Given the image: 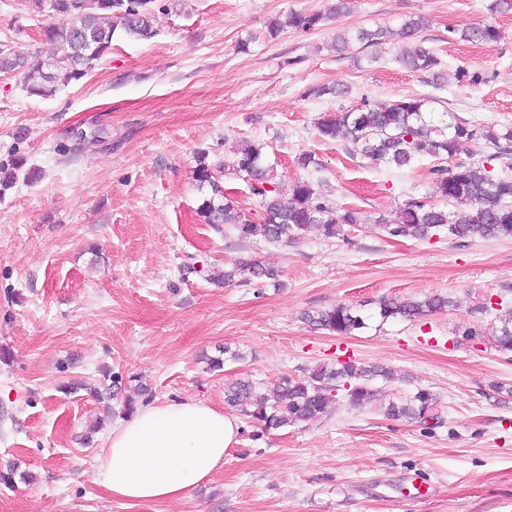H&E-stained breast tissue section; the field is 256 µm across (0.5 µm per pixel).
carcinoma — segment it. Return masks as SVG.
<instances>
[{
    "mask_svg": "<svg viewBox=\"0 0 512 512\" xmlns=\"http://www.w3.org/2000/svg\"><path fill=\"white\" fill-rule=\"evenodd\" d=\"M155 0H95L85 7L79 0H50L51 10L60 22L43 29L46 40L56 45L53 57L29 66L24 57L0 53V72L26 71L28 92L36 96H50L60 86L84 77L97 63L112 51V40L117 27L136 40H148L155 34ZM345 8V0L327 8V13L288 14L285 22L270 25L272 36L288 26L311 30L327 15L338 14ZM426 27L425 19H411L400 29L359 28L337 37L333 50L344 53L351 44L362 48L377 47L391 40L403 43L399 63L414 72H430L440 65L435 52L424 46L419 33ZM469 42L487 43L500 38L498 28L491 24L473 27L462 34ZM428 100L421 97H403L391 103L377 104L364 98L360 104L342 109L336 115H326L317 130L324 139H342L374 165L403 169L412 164L419 154L444 161L456 156L463 140L484 139L496 148L492 158L512 154V148L500 146L503 138L512 143V131L500 136L491 128L461 120L452 126V132L434 125L425 117ZM229 167L237 174L257 184L254 194L261 198L265 212L264 222L255 224L246 218L226 196L214 178V170L200 155L194 178L199 187L210 192L202 197L199 211L205 223L218 231L227 229L241 240L261 239L267 243H297L304 232L318 225L327 237L343 234V226L358 223V212L339 210L319 194L309 180L297 182L291 199L283 201L273 188L270 168L265 164L262 146L250 144L234 152ZM435 194L450 206L465 209L460 220L450 219L448 210L430 201H410L393 224H382L391 237L426 239L445 231L448 238L461 240H492L512 238V175L495 174L485 165L456 161L448 168L441 164L433 169ZM279 270L263 264L255 257L240 258L216 280L229 283L277 281ZM451 300L442 296H427L421 300L379 301L381 322L393 320L415 321L445 310ZM305 320L314 326L338 336H351L365 327L362 317L347 305H335L305 313ZM497 344L503 351H512V309L500 318ZM402 382L405 376L381 365L355 360L334 365H318L307 375L286 379L270 389H262L249 379H238L224 390V402L238 407L243 414L264 431L276 430L299 423H311L332 412L338 392L351 409H360L374 402L378 409L393 420L428 424L439 420L438 399L427 389H419L402 401L379 402V391L373 382Z\"/></svg>",
    "mask_w": 512,
    "mask_h": 512,
    "instance_id": "carcinoma-1",
    "label": "carcinoma"
}]
</instances>
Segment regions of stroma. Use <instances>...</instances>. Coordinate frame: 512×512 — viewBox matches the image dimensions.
Wrapping results in <instances>:
<instances>
[{"label":"stroma","mask_w":512,"mask_h":512,"mask_svg":"<svg viewBox=\"0 0 512 512\" xmlns=\"http://www.w3.org/2000/svg\"><path fill=\"white\" fill-rule=\"evenodd\" d=\"M491 2L347 0L315 29L273 39L271 21L326 0H157L153 38L116 33L111 54L53 96L0 73V166L23 164L0 192V512H512V353L496 343L498 312L512 308V239L389 237L381 222L432 197L434 159L376 166L316 129L364 96L427 98L439 126L512 129V12ZM417 17L437 74L406 70L395 43L331 49L343 31ZM56 20L0 0V50L48 59L40 29ZM482 23L500 39L461 40ZM460 67L484 83L457 81ZM250 143L263 144L282 198L307 179L359 223L343 239L311 227L297 244L204 224L202 154L261 223L247 178L223 168ZM304 151L319 171L297 166ZM251 256L280 269L279 286L214 280ZM426 295L454 305L413 322L375 316L379 300ZM339 303L366 328L337 336L304 319ZM225 348L223 368H210ZM348 359L404 373L388 398L436 394L442 425L390 420L372 404L272 432L245 418L223 469L185 500L132 507L94 481L123 419L113 378L140 407L192 398L220 409L225 383L267 387Z\"/></svg>","instance_id":"obj_1"}]
</instances>
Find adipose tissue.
Masks as SVG:
<instances>
[{"mask_svg":"<svg viewBox=\"0 0 512 512\" xmlns=\"http://www.w3.org/2000/svg\"><path fill=\"white\" fill-rule=\"evenodd\" d=\"M239 430L237 417L198 400L141 407L113 429L95 481L132 506L183 500L223 468Z\"/></svg>","mask_w":512,"mask_h":512,"instance_id":"obj_1","label":"adipose tissue"}]
</instances>
